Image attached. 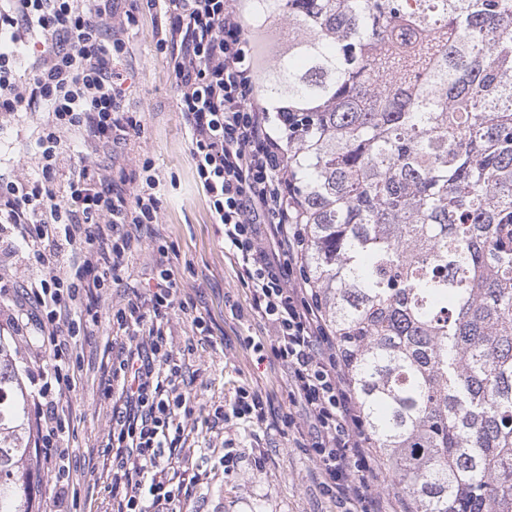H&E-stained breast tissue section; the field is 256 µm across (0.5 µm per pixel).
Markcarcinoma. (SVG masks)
<instances>
[{
  "label": "carcinoma",
  "instance_id": "cac0c4a2",
  "mask_svg": "<svg viewBox=\"0 0 512 512\" xmlns=\"http://www.w3.org/2000/svg\"><path fill=\"white\" fill-rule=\"evenodd\" d=\"M307 273L391 490L512 512V0H244ZM28 395L0 339V512H31Z\"/></svg>",
  "mask_w": 512,
  "mask_h": 512
}]
</instances>
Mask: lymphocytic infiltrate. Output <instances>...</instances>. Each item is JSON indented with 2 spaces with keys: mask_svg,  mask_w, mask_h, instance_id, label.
<instances>
[{
  "mask_svg": "<svg viewBox=\"0 0 512 512\" xmlns=\"http://www.w3.org/2000/svg\"><path fill=\"white\" fill-rule=\"evenodd\" d=\"M165 22L157 44L189 131L191 156L213 223L251 296L271 326L270 355L288 376L292 407L282 424L317 469L337 512H381L378 463L350 379L306 271L287 143L300 130L293 113L272 111L258 92L259 53L239 0H157ZM136 4L116 0H0V122L33 119L34 172L0 175V224L11 226L35 264L19 291L24 315L51 362L31 402L36 454L55 472L53 502L65 512L79 492L64 450L74 431L65 404L76 388V330L99 314L83 304L115 279L130 238L124 224L157 221L154 178L134 194L113 184L99 153L138 130L125 111L129 31ZM84 145L72 154L69 136ZM144 312L130 302L112 318L132 340L112 360L120 403L112 408V512H182L202 475L180 467L192 410L179 386L166 333L177 283L158 261ZM266 403L251 387L216 407L214 419L264 421Z\"/></svg>",
  "mask_w": 512,
  "mask_h": 512,
  "instance_id": "obj_1",
  "label": "lymphocytic infiltrate"
}]
</instances>
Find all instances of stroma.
<instances>
[{"mask_svg":"<svg viewBox=\"0 0 512 512\" xmlns=\"http://www.w3.org/2000/svg\"><path fill=\"white\" fill-rule=\"evenodd\" d=\"M137 24L129 33V64L133 89L125 108L140 123L137 133L115 144L112 176L140 173L149 167L158 186L159 221L125 225L131 238L119 280L103 289L98 303L99 322L94 332L78 339L80 363L76 390L69 406L75 431L69 442L73 478L78 483L83 512H111L112 474L104 463L112 456L108 432L117 394L103 396L112 375L114 349L127 345L124 331L113 326V307L133 301L150 308L151 278L160 252H167L180 292L168 323V341L181 365L184 389L194 406L196 429L184 444L186 466L208 471L197 489L205 512H336L320 492L318 475L304 452L289 440L282 418L288 411V380L274 361H258L246 348L245 338L268 340L270 330L250 311L251 297L238 268L224 248V229L213 223L197 183L187 127L178 109V93L171 70L157 48L155 15L146 0H139ZM32 128L26 119L0 124V172L7 176L32 173ZM30 252L17 245L10 226L0 227V337L9 344L16 371L27 392H34L38 374L49 365V354L32 347L12 316L18 310L16 290L31 273ZM240 316H232L231 307ZM208 331L200 333L195 318ZM247 385L267 398V419L262 424L214 422L216 406L232 399ZM232 441L242 455L264 448L270 461L264 471L240 463L224 475L217 458L203 449Z\"/></svg>","mask_w":512,"mask_h":512,"instance_id":"obj_1","label":"stroma"}]
</instances>
